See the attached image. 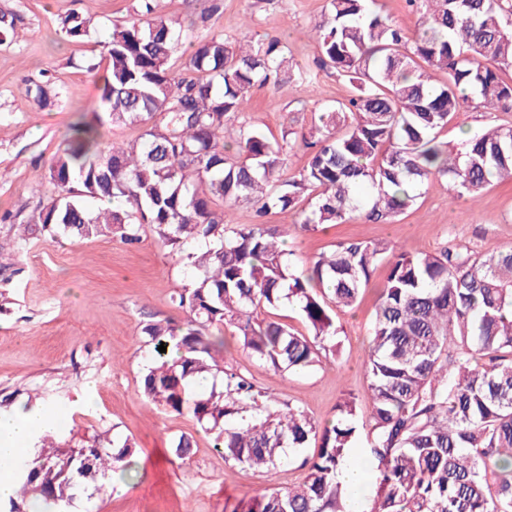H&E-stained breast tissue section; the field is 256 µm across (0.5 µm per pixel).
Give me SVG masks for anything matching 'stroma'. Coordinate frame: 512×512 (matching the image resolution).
<instances>
[{"instance_id": "1", "label": "stroma", "mask_w": 512, "mask_h": 512, "mask_svg": "<svg viewBox=\"0 0 512 512\" xmlns=\"http://www.w3.org/2000/svg\"><path fill=\"white\" fill-rule=\"evenodd\" d=\"M155 17L167 20L183 43L170 65L191 79L190 42L221 35L279 41L286 58L282 86L253 89L232 128L263 131L282 146L284 177L305 166L311 134L323 108L349 99L354 89L335 70L319 65L320 46L310 29L328 14V0H221L203 15V0H153ZM138 0H0L14 14L18 37L0 43V413L30 406L55 413L63 428L81 435L116 429L138 449L141 476L133 487L98 494L96 512H232L241 499L288 488L306 475L297 463L264 474L225 461L210 435L190 415L155 408L140 395L146 362L141 328L150 321L184 319L173 292L187 283L178 257L152 235L127 245L99 237L20 243L17 227L53 189L35 176L56 155L69 126L99 94L89 63L106 68L102 46L113 25L131 19ZM73 9L92 22L90 38L71 40L56 19ZM51 79L49 104H39L35 86ZM501 112H456L441 132L450 155L463 152L468 135L507 121ZM399 243L412 252L447 247L489 254L512 244V182L495 181L477 203L454 194L447 179L429 180L415 204L391 223L353 220L315 231L290 233L288 247L299 265L331 251L338 242ZM387 274L379 264L351 309H335L338 362L322 361L305 372H279L234 352L233 363L253 384L270 391L318 422L336 416L346 394L364 397L365 352L379 290ZM194 437L187 462L170 452L174 437Z\"/></svg>"}]
</instances>
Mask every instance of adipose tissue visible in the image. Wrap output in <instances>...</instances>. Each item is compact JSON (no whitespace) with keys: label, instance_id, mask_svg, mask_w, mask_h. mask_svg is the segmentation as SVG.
<instances>
[{"label":"adipose tissue","instance_id":"ef3b65f1","mask_svg":"<svg viewBox=\"0 0 512 512\" xmlns=\"http://www.w3.org/2000/svg\"><path fill=\"white\" fill-rule=\"evenodd\" d=\"M56 420L52 412L30 410L11 415H0V499L11 497L15 482L11 473L5 472L6 463L33 453V436L51 428Z\"/></svg>","mask_w":512,"mask_h":512}]
</instances>
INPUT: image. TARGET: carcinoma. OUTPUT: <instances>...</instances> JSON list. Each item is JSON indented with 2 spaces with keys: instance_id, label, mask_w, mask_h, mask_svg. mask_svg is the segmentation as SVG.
<instances>
[{
  "instance_id": "1",
  "label": "carcinoma",
  "mask_w": 512,
  "mask_h": 512,
  "mask_svg": "<svg viewBox=\"0 0 512 512\" xmlns=\"http://www.w3.org/2000/svg\"><path fill=\"white\" fill-rule=\"evenodd\" d=\"M143 2L146 20L113 27L92 119L74 126L39 174L55 196L24 225L50 240L127 245L150 233L191 271L171 297L187 319L142 328L152 347L142 396L190 412L224 460L247 470H273L320 439L302 460L304 481L253 497L247 512H346L340 468L362 433L377 483L369 512H512V245L435 254L347 240L299 272L280 228L264 221L310 198L302 231L354 218L390 222L431 177L472 201L492 180L512 179L511 121L468 137L452 163L439 140L465 106L512 112V81L500 76L512 70V0H407L420 14L411 36L382 16L378 0H329L328 17L314 26L320 63L356 93L320 113L309 161L288 178L281 147L261 131L239 130L233 155L225 144L226 118L244 111L255 86L278 81L280 43L214 35L190 55L199 76L182 78L170 67L180 35ZM58 27L76 40L90 33V21L70 11ZM106 123L139 127V140L103 142ZM239 201L256 206L257 223L229 226L224 204ZM388 253L365 358L366 408L350 395L320 426L227 361L226 331L278 371L336 356L333 307H352ZM288 304L307 333L254 316ZM56 436H36L34 454L14 465L16 493L0 512H30L34 501L71 512L80 495L83 512H93L110 476L132 485L130 438L103 430L62 445ZM172 453L190 458L193 437L176 438Z\"/></svg>"
}]
</instances>
